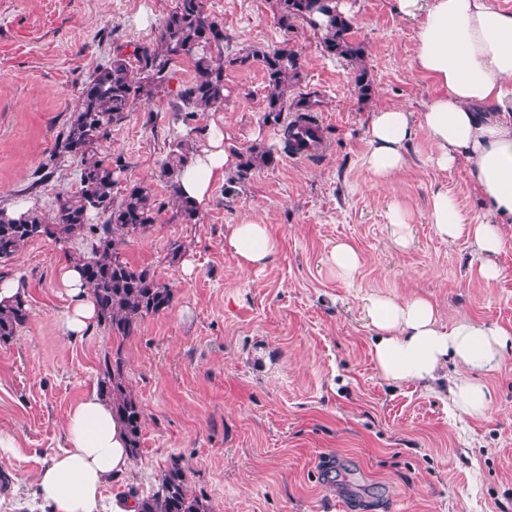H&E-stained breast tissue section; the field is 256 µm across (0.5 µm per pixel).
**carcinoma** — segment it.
Instances as JSON below:
<instances>
[{
  "instance_id": "carcinoma-1",
  "label": "carcinoma",
  "mask_w": 512,
  "mask_h": 512,
  "mask_svg": "<svg viewBox=\"0 0 512 512\" xmlns=\"http://www.w3.org/2000/svg\"><path fill=\"white\" fill-rule=\"evenodd\" d=\"M278 24L289 29L302 21L321 33L323 51L351 66V81L362 99L372 95L373 84L365 64L363 45L354 36L352 19L337 9V0H275ZM142 77L130 76L128 61L117 52L112 63L100 70L81 91V104L62 134L61 152L78 158L79 186L56 196L53 216L37 209L24 212L0 209V262L7 263L25 243L47 238L68 243L76 238L89 242L90 250L74 257L100 315V323L120 341L133 335L145 319L167 311L173 301L168 284L147 267L131 264L122 253L126 237L149 231L170 205L172 219L190 223L197 208L183 197L180 177L191 163L195 143L191 135L172 141L159 168L169 202L158 201L149 187L134 184L117 192L116 174L125 169L122 156L106 155L103 143L112 127L121 124L133 107L168 90L172 80L170 64L189 59L194 77L177 96L188 122L198 112L224 104V69L254 62L266 77V122H279L288 111V90L303 81L300 53L288 47L251 49L233 57L224 55V31L210 17L204 0H175L154 32L153 41L134 47ZM284 144L291 151L316 137L309 128L303 132L290 123L284 129ZM274 164L270 150L254 145L239 153L231 180L243 182L258 169ZM102 220L92 223V218ZM30 317L24 294L0 302V344L12 342ZM99 391L112 404L129 438L132 456L140 453L143 407L126 385L120 351L105 359L98 378ZM138 512H211L208 500L195 494L179 460L172 459L160 475L156 490L139 498Z\"/></svg>"
}]
</instances>
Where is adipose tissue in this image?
<instances>
[{"label": "adipose tissue", "mask_w": 512, "mask_h": 512, "mask_svg": "<svg viewBox=\"0 0 512 512\" xmlns=\"http://www.w3.org/2000/svg\"><path fill=\"white\" fill-rule=\"evenodd\" d=\"M395 10L416 25L414 65L431 77L436 93L423 112L391 107L371 114L366 125V170L374 185L389 184L405 169L417 132L433 145L432 162L445 171L466 163L485 212L470 223L447 192L432 197L430 222L445 239L467 237L487 280L500 270L494 261L512 225V10L496 0H395ZM239 155L214 131L197 148L181 176L182 191L197 207L234 169ZM227 245L240 268L265 267L278 248L267 225H231ZM70 299L62 321L66 339L84 337L100 321L75 262L59 268ZM365 316L375 336L374 360L387 379L427 381L449 361L461 371L448 389L452 407L467 418L483 417L489 393L480 380L493 370L512 330L471 320L442 325L424 297L397 300L370 295ZM132 456L124 428L97 387L71 408L65 445L40 468L35 493L49 512H101L102 489L129 471Z\"/></svg>", "instance_id": "obj_1"}]
</instances>
